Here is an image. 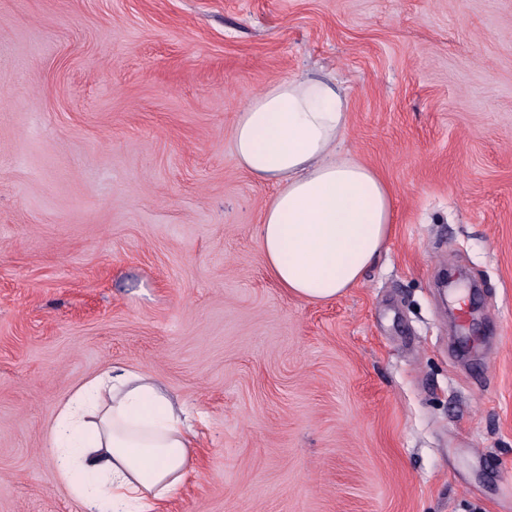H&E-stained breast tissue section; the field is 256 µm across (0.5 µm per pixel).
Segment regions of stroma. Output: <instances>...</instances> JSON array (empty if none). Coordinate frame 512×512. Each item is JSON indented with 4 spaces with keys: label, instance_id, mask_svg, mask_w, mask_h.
<instances>
[{
    "label": "stroma",
    "instance_id": "obj_1",
    "mask_svg": "<svg viewBox=\"0 0 512 512\" xmlns=\"http://www.w3.org/2000/svg\"><path fill=\"white\" fill-rule=\"evenodd\" d=\"M306 75L395 209L328 302L268 273L232 152ZM115 367L193 414L155 512H512V0H0V512H87L49 434Z\"/></svg>",
    "mask_w": 512,
    "mask_h": 512
}]
</instances>
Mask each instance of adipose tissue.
<instances>
[{
	"instance_id": "ef3b65f1",
	"label": "adipose tissue",
	"mask_w": 512,
	"mask_h": 512,
	"mask_svg": "<svg viewBox=\"0 0 512 512\" xmlns=\"http://www.w3.org/2000/svg\"><path fill=\"white\" fill-rule=\"evenodd\" d=\"M347 127V96L305 77L252 96L232 129L238 165L277 188L262 220L266 266L307 301L356 285L393 230L389 186L336 150ZM192 445L184 408L152 378L125 369L86 381L50 433L57 473L89 512H139L162 500L183 480Z\"/></svg>"
}]
</instances>
